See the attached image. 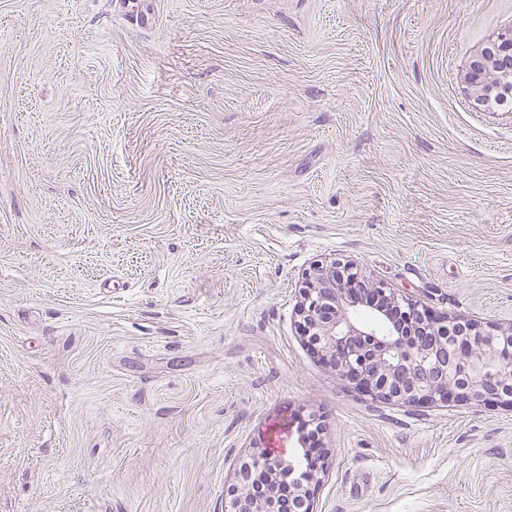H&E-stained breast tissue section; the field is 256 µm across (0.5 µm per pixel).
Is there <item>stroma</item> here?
I'll return each instance as SVG.
<instances>
[{
    "label": "stroma",
    "mask_w": 512,
    "mask_h": 512,
    "mask_svg": "<svg viewBox=\"0 0 512 512\" xmlns=\"http://www.w3.org/2000/svg\"><path fill=\"white\" fill-rule=\"evenodd\" d=\"M512 0H0V512H230L329 450L314 512H512V408L317 361L318 261L512 325ZM465 80L480 95L497 98L512 94V30L502 34L499 42L484 48L471 61Z\"/></svg>",
    "instance_id": "35a3bbf8"
}]
</instances>
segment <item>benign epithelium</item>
<instances>
[{
  "mask_svg": "<svg viewBox=\"0 0 512 512\" xmlns=\"http://www.w3.org/2000/svg\"><path fill=\"white\" fill-rule=\"evenodd\" d=\"M465 80L482 95L512 94V30L475 56ZM361 313L385 330L358 322ZM296 316L317 360L362 393L418 406L512 404V324L486 330L468 319H437L340 260L313 265ZM305 454L309 467L288 486L295 512H314L312 483L328 449L307 448ZM285 471L291 475L294 467L281 458H254L239 474L232 512H275L281 489L273 477Z\"/></svg>",
  "mask_w": 512,
  "mask_h": 512,
  "instance_id": "7a95c632",
  "label": "benign epithelium"
}]
</instances>
